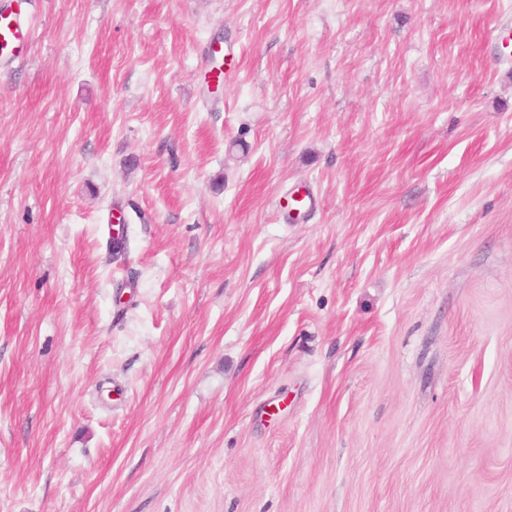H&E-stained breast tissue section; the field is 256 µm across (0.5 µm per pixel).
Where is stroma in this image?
Wrapping results in <instances>:
<instances>
[{"instance_id":"35a3bbf8","label":"stroma","mask_w":512,"mask_h":512,"mask_svg":"<svg viewBox=\"0 0 512 512\" xmlns=\"http://www.w3.org/2000/svg\"><path fill=\"white\" fill-rule=\"evenodd\" d=\"M20 6L0 512H512V0Z\"/></svg>"}]
</instances>
